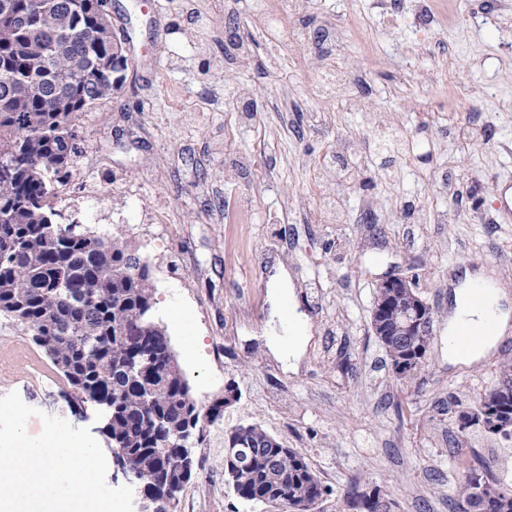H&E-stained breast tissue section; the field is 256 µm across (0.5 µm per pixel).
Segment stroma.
I'll return each instance as SVG.
<instances>
[{"label": "stroma", "mask_w": 512, "mask_h": 512, "mask_svg": "<svg viewBox=\"0 0 512 512\" xmlns=\"http://www.w3.org/2000/svg\"><path fill=\"white\" fill-rule=\"evenodd\" d=\"M278 0H107L128 66L120 92L81 114L77 174L51 205L61 223L136 248L151 269L153 319L163 327L195 399L240 393L207 424L200 462L173 512H278L249 506L224 483V438L260 426L306 453L325 493L316 512H342L348 478L380 486L394 512H460L464 465L497 452L512 468V441L474 435L457 452L448 404L473 401L512 358V327L479 362L448 363V314L463 269L486 271L512 309V223L493 190L512 181V0H308L307 29L357 30L330 48L308 43L292 58L266 31ZM252 44L241 63L226 52L224 17ZM330 65L369 72L359 110L321 98L314 81ZM255 110L250 127L237 111ZM375 125H368V118ZM348 141L353 183L332 186L325 165ZM337 191L340 223H324ZM282 265L310 320L297 371L268 346L278 323L268 296ZM411 278L436 321L427 359L399 379L371 326L382 278ZM180 310L175 322L172 310ZM0 396L18 392L41 414L99 430L74 416L64 384L28 382L48 365L31 336L0 315Z\"/></svg>", "instance_id": "stroma-1"}]
</instances>
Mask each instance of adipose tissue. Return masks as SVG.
Instances as JSON below:
<instances>
[{
	"mask_svg": "<svg viewBox=\"0 0 512 512\" xmlns=\"http://www.w3.org/2000/svg\"><path fill=\"white\" fill-rule=\"evenodd\" d=\"M482 284L488 290L486 301L482 308H474L469 302L471 291L475 284ZM500 293L492 289L490 280L480 274L464 273L459 279L454 290V312L448 322V361L452 364H471L481 360L487 351L495 347L500 339V330L506 329L512 323V314L504 310L500 304ZM494 319L499 331L492 335L478 337L470 350L459 351L455 340L460 328L464 325H476L486 319ZM291 329L289 335L274 336L269 341L271 351L288 368H295L300 361L306 347V323L307 317L300 312H293L291 317Z\"/></svg>",
	"mask_w": 512,
	"mask_h": 512,
	"instance_id": "obj_1",
	"label": "adipose tissue"
}]
</instances>
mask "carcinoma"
I'll use <instances>...</instances> for the list:
<instances>
[{
  "mask_svg": "<svg viewBox=\"0 0 512 512\" xmlns=\"http://www.w3.org/2000/svg\"><path fill=\"white\" fill-rule=\"evenodd\" d=\"M104 0H0V314L31 333L71 394L104 420L108 446L122 448L152 496L179 487L175 461L186 428L182 399L189 383L160 329L151 324L149 271L135 273V251L92 235L79 238L56 222L49 204L74 174L76 120L123 85L126 61ZM77 70L87 79L77 81ZM413 303L400 290L381 310L379 337L392 369L409 377L425 362L432 335H399ZM145 364L131 370L132 361ZM467 438L485 423L512 420V360L495 384L459 412ZM224 481L241 500L275 504L288 512H315L322 485L306 454L284 448L261 428L238 427L224 440ZM250 456L245 467L233 454ZM461 512L476 503L487 512H512V478L495 455L480 457L460 475ZM344 512H388L389 498L356 478L342 492Z\"/></svg>",
  "mask_w": 512,
  "mask_h": 512,
  "instance_id": "cac0c4a2",
  "label": "carcinoma"
}]
</instances>
